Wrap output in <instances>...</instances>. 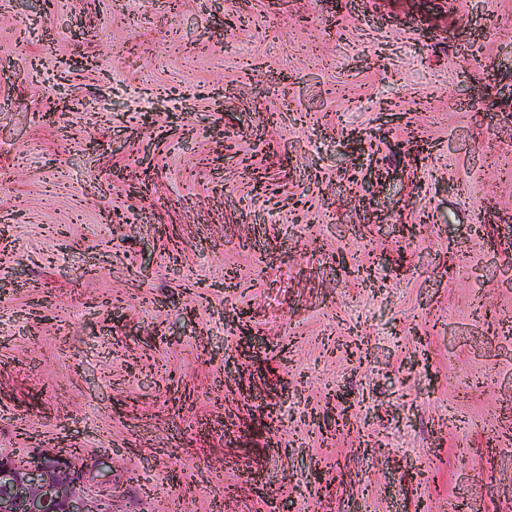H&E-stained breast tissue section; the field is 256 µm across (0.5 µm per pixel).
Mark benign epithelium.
Masks as SVG:
<instances>
[{
	"label": "benign epithelium",
	"instance_id": "1",
	"mask_svg": "<svg viewBox=\"0 0 512 512\" xmlns=\"http://www.w3.org/2000/svg\"><path fill=\"white\" fill-rule=\"evenodd\" d=\"M88 480L62 459L19 464L0 459V512H112V494L86 491Z\"/></svg>",
	"mask_w": 512,
	"mask_h": 512
}]
</instances>
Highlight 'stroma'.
Returning a JSON list of instances; mask_svg holds the SVG:
<instances>
[{
	"label": "stroma",
	"instance_id": "1",
	"mask_svg": "<svg viewBox=\"0 0 512 512\" xmlns=\"http://www.w3.org/2000/svg\"><path fill=\"white\" fill-rule=\"evenodd\" d=\"M505 321L512 0H0L4 454L112 512H512Z\"/></svg>",
	"mask_w": 512,
	"mask_h": 512
}]
</instances>
